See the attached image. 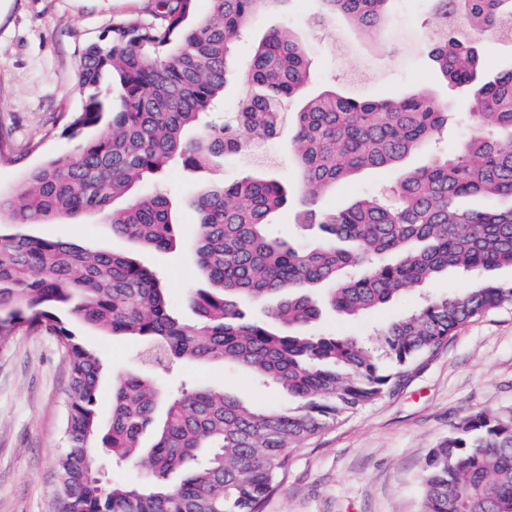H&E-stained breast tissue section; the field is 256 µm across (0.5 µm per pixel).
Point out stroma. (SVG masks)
Instances as JSON below:
<instances>
[{
    "label": "stroma",
    "instance_id": "1",
    "mask_svg": "<svg viewBox=\"0 0 512 512\" xmlns=\"http://www.w3.org/2000/svg\"><path fill=\"white\" fill-rule=\"evenodd\" d=\"M151 8L150 0H0V194L16 193L32 169L98 135L95 127L75 137L65 131L82 103L77 71L83 51L106 41L114 18L145 19ZM432 23V0H393L384 30L368 42L343 19L321 18L316 0H293L288 9L254 19L233 52L245 61L269 31L293 29L312 66L308 94L325 89L366 98L430 93L448 103V130L439 144L448 152L470 137L468 115L478 110L479 101L473 92L448 90L430 55ZM263 161L273 162L280 178L296 181L284 133L209 170L169 172L165 187L183 242L162 253L140 252L139 258L164 278L175 316L192 320L187 296L206 285L190 248L194 196L212 181H234ZM393 178L389 169L364 171L338 184L329 202L345 206L386 192ZM24 232L96 250L128 247L113 238L98 212L75 221L30 224ZM417 303L413 294L359 316L328 311L314 330L368 341L377 328ZM71 328L101 359L99 407L109 412L115 378L143 368L140 345L77 322ZM156 377L172 394L208 387L257 406L288 403L278 388L261 385L229 364H178ZM66 385L62 349L52 337L24 328L0 346V512H51ZM475 410L512 417V310L467 324L403 370L390 392L293 452L261 512H420L425 456Z\"/></svg>",
    "mask_w": 512,
    "mask_h": 512
}]
</instances>
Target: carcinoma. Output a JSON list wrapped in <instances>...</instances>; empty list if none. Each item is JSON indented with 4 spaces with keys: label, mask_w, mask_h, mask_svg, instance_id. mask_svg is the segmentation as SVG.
<instances>
[{
    "label": "carcinoma",
    "mask_w": 512,
    "mask_h": 512,
    "mask_svg": "<svg viewBox=\"0 0 512 512\" xmlns=\"http://www.w3.org/2000/svg\"><path fill=\"white\" fill-rule=\"evenodd\" d=\"M153 0L151 20L116 18L104 44L82 54L80 111L70 129L96 126L105 104L99 88L118 76L121 101L107 128L31 171L0 213L14 224L76 220L98 211L112 236L166 251L179 242L170 201L161 190L176 165L204 170L219 157L291 132L303 209L296 223L315 226L319 241L295 247L273 234L274 215L291 195L276 174L252 172L233 185L208 186L195 200L191 247L207 289L190 294L197 316L173 315L163 278L132 252L84 248L51 237L0 232V346L18 327L59 342L68 382L60 417L55 512H259L288 470L290 454L390 391L395 374L380 369L368 346L337 335H307L321 308L311 293L326 288L336 312L357 315L395 301L438 275L479 280L452 297L433 296L375 333L398 370L432 353L468 323L512 309V280L482 279L512 267V69L478 80L473 45L491 32L512 43V0H433L435 21L451 20L432 41L451 86L481 100L470 113L473 135L453 152L405 169L448 122V105L421 92L363 98L325 89L302 97L311 78L304 44L269 32L242 65L232 45L249 23L287 0ZM331 15L376 37L392 0H322ZM241 71L247 92L237 112L208 120L224 87ZM200 136L185 138L187 128ZM391 168L395 203L362 198L329 208L324 196L364 168ZM153 185L137 193L142 181ZM486 196L490 210L460 201ZM121 208L109 209L119 199ZM114 335L134 336L150 364L227 363L288 394L293 406L256 407L209 388L165 394L147 372L119 378L102 427L101 363L59 310ZM138 462V484H106L95 473L97 451ZM423 512H512V419L476 410L430 449L421 467Z\"/></svg>",
    "instance_id": "carcinoma-1"
}]
</instances>
